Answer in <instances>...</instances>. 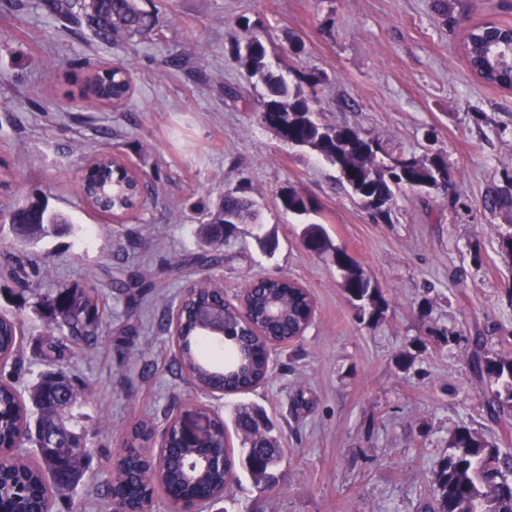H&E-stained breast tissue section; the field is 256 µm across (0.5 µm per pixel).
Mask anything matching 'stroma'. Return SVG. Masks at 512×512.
I'll return each instance as SVG.
<instances>
[{
  "mask_svg": "<svg viewBox=\"0 0 512 512\" xmlns=\"http://www.w3.org/2000/svg\"><path fill=\"white\" fill-rule=\"evenodd\" d=\"M155 11L154 35L103 43L63 29L42 11L0 0V209L32 194L76 229L44 238L47 293L59 282L92 279L103 265L150 269L156 288L140 315L122 300L96 347L75 351L68 369L94 391L67 414L83 430L86 475L53 512H106L101 496L109 451L134 422L161 424L170 411L204 403L227 415L263 408L284 458L272 488L248 477L201 512H422L451 435L465 424L512 455V423L483 411L484 386L464 348L438 330L512 336V259L500 236L512 216L482 205L486 189L512 168V91L485 84L459 51L464 30L492 19L512 24V0H141ZM249 20L272 39L275 70L287 79L316 73V108L325 122L358 128L405 155L442 154L448 187L398 192L389 222L343 190L335 168L288 146L260 120L261 100L232 53ZM303 45L289 50V40ZM119 62L132 78L120 105L86 103L87 76ZM109 151L140 171L141 210L123 223L83 200L86 164ZM246 185L263 232L251 225L224 248L223 266L169 263L201 244L202 207ZM294 188L317 206L303 218L276 196ZM323 225L388 301L382 319L360 320L330 259L300 242L305 223ZM480 264H473V255ZM287 276L309 290L316 309L304 336L278 351L268 380L217 399L180 374L165 330L167 308L184 283L208 279L233 299L255 278ZM17 286L0 280V313L19 314L26 331V389L46 365L34 349L46 330L32 306L17 307Z\"/></svg>",
  "mask_w": 512,
  "mask_h": 512,
  "instance_id": "obj_1",
  "label": "stroma"
}]
</instances>
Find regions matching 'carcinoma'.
<instances>
[{
	"mask_svg": "<svg viewBox=\"0 0 512 512\" xmlns=\"http://www.w3.org/2000/svg\"><path fill=\"white\" fill-rule=\"evenodd\" d=\"M36 7L48 16L79 30L86 28L98 40L110 43L118 36H146L156 27V15L143 9L139 0H39ZM244 43L235 45V59L254 79L263 110L260 119L277 130L281 140L309 149L336 168L340 183L373 213L375 220L390 219L395 191L403 187L436 188L450 179L448 161L439 154L418 158L403 153L393 154L364 132L350 126H336L315 117L316 87L321 77L299 74L288 83L275 71L268 58L263 35L243 20ZM509 27L477 26L464 44L465 57L482 81L503 89L512 88V67L492 63L486 53L492 37L508 38ZM129 71L122 67L106 75L94 73L84 82L83 93L92 94L106 103L121 104L130 95ZM86 179L88 197L96 194L105 167L112 155L101 152ZM281 207L293 214L315 211L314 203L291 187L278 193ZM482 204L490 211L512 214V176L504 174V184L487 188ZM134 182L125 173L114 178L112 193L96 201L94 209L111 216L136 211ZM211 219L201 225L202 250L169 265L168 275L175 279L186 264L201 267L219 266L224 261V232L238 224H254L258 218L256 202L247 189L239 187L224 192ZM9 225L17 242L32 245L43 238L70 228L69 220L48 208L39 199L35 207H12L0 210V227ZM304 248L317 256H328L341 271V287L355 304L360 319L379 320L387 307L381 290L368 278L360 265L345 249L334 244L321 224H307L301 236ZM9 277L20 287V306L33 303L39 317L60 332L36 340L42 358L60 363L80 348H93L103 333L105 305L100 303V290L105 287L125 296L131 313L141 307L143 295L134 288H152L154 283L143 274L124 276L122 270L108 266L100 281L86 283L61 282L47 294L35 292L30 282L40 271L30 253L19 251L5 256ZM221 295L205 283L180 296L182 305L178 321L167 319L171 343L177 348L178 371L190 376L202 390L225 389L245 393L264 383L270 374V347L276 341L283 345L294 342L309 327L314 300L310 294L286 277H268L247 295L250 325L238 328L237 316L229 311L224 319V333L230 359L220 362L207 357L206 340L193 317V307L218 302ZM20 324L15 316H0V448L11 450L19 435H24L36 448L37 461L29 463L15 457L0 467V489L13 490L27 498L49 500L74 486L84 470L87 456L84 435L65 423V413L80 400L92 396L86 382L71 377L58 368L41 373L31 386L30 403H25L15 383L24 368L21 357ZM443 342L465 343L470 354L474 378L487 385L484 410L494 424L512 418V353L503 354L497 345H512L506 336L493 339L479 333L466 336L459 331L440 332ZM233 423L240 437V450L229 448L228 466L224 470L203 467L200 457L211 448L229 444L228 423ZM154 431L153 422L139 420L126 433L119 464L106 483L107 497H119L130 504L148 497L156 489L166 495L180 497L187 504L222 493L238 481L245 471L255 485L273 478V470L281 458V448L273 434V426L262 409L238 405L231 420L218 419L197 443L182 445L171 438L163 449L166 467L150 471V462L141 455ZM451 453L435 472L434 503L425 505L426 512H512V456H500L498 448L478 431L463 424L456 428L450 444Z\"/></svg>",
	"mask_w": 512,
	"mask_h": 512,
	"instance_id": "cac0c4a2",
	"label": "carcinoma"
}]
</instances>
